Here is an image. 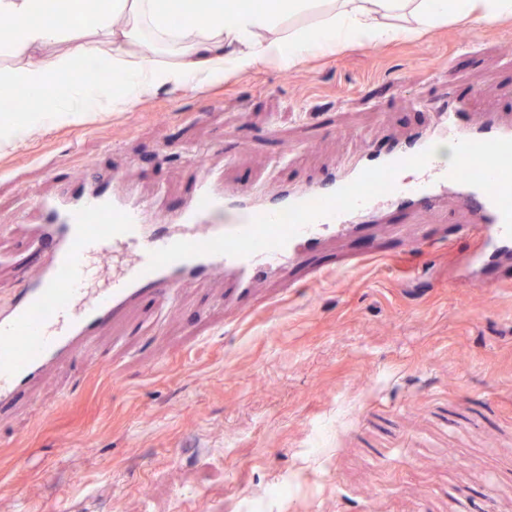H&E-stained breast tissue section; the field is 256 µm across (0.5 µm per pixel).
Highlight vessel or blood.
Masks as SVG:
<instances>
[{
  "label": "vessel or blood",
  "instance_id": "1",
  "mask_svg": "<svg viewBox=\"0 0 512 512\" xmlns=\"http://www.w3.org/2000/svg\"><path fill=\"white\" fill-rule=\"evenodd\" d=\"M444 143L455 165L438 154ZM448 196L473 215L465 232L479 287L496 286L497 259L512 256V122L472 121L464 96L449 97L428 129L370 147L306 189H231L205 173L180 208L163 213L97 182L44 202L49 260L0 310V408L139 299L162 303L185 280L220 273L239 301L254 280L326 239L361 233L394 210L433 209ZM107 256L115 263L108 277L100 264Z\"/></svg>",
  "mask_w": 512,
  "mask_h": 512
}]
</instances>
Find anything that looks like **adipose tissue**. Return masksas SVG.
I'll return each mask as SVG.
<instances>
[{
  "label": "adipose tissue",
  "instance_id": "adipose-tissue-1",
  "mask_svg": "<svg viewBox=\"0 0 512 512\" xmlns=\"http://www.w3.org/2000/svg\"><path fill=\"white\" fill-rule=\"evenodd\" d=\"M319 11L310 28L294 18ZM60 27L35 16L31 0H0V46L24 57L17 69H0V91L41 98L50 78L72 70L75 55L93 51L85 33L105 38V60L124 79L110 95L100 83H72L54 105L0 119V139L16 142L47 123L72 124L103 106L136 105L167 88L204 90L260 64L291 66L349 47L420 39L455 22L490 24L512 17V0H68ZM67 44L56 53L55 44ZM177 50L160 61V48Z\"/></svg>",
  "mask_w": 512,
  "mask_h": 512
}]
</instances>
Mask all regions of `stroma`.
I'll return each instance as SVG.
<instances>
[{
    "mask_svg": "<svg viewBox=\"0 0 512 512\" xmlns=\"http://www.w3.org/2000/svg\"><path fill=\"white\" fill-rule=\"evenodd\" d=\"M512 20L259 65L0 142V306L46 260L39 198L99 177L172 208L319 182L459 94L512 122ZM453 200L256 282L144 299L0 412V512H512V260L479 288Z\"/></svg>",
    "mask_w": 512,
    "mask_h": 512,
    "instance_id": "35a3bbf8",
    "label": "stroma"
}]
</instances>
